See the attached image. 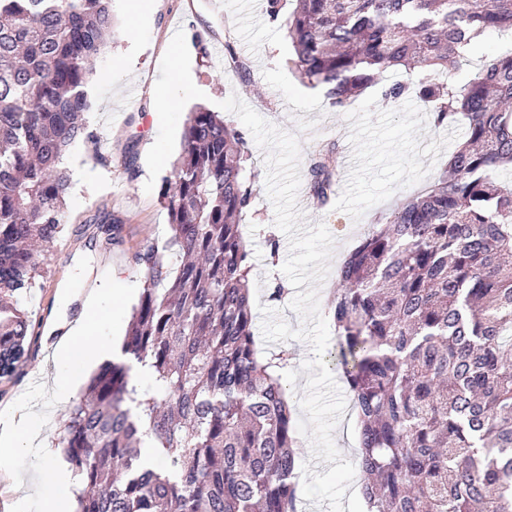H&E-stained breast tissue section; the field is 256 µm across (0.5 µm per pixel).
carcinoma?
<instances>
[{"label":"carcinoma","instance_id":"cac0c4a2","mask_svg":"<svg viewBox=\"0 0 512 512\" xmlns=\"http://www.w3.org/2000/svg\"><path fill=\"white\" fill-rule=\"evenodd\" d=\"M512 29V0H297L292 64L341 111L388 71L418 70L435 125L465 139L425 192L372 225L338 270L332 364L359 429L376 512H512V51L462 87L437 75L475 40ZM114 33L112 0H0V379L25 355L19 297L66 218L63 161L93 144L87 76ZM239 130L189 114L161 202L172 235L137 254L143 291L122 345L65 423L80 512H297L288 351L263 357L251 314V249L239 231L252 185ZM341 153L315 152L308 194L330 205ZM149 367L139 387L126 361ZM163 460L146 466L136 442Z\"/></svg>","mask_w":512,"mask_h":512}]
</instances>
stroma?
<instances>
[{"label":"stroma","mask_w":512,"mask_h":512,"mask_svg":"<svg viewBox=\"0 0 512 512\" xmlns=\"http://www.w3.org/2000/svg\"><path fill=\"white\" fill-rule=\"evenodd\" d=\"M112 10L117 29L91 74L98 86L90 95L87 121L97 139L89 146L76 144L68 153L72 185L66 221L35 288L20 299L31 319L27 352L18 374L0 380V413L18 418L38 406L53 446L70 412L51 392L56 329L79 316L82 295L97 286L101 307L112 313L113 335L125 337L143 288L135 256L145 246L163 245L171 235L159 194L194 105L213 110L238 95L297 137L304 168L313 151L326 143L351 147L354 159L342 166L331 208L315 207L307 187L297 195L305 223H325L335 239L328 274L318 289L324 313L341 286L338 266L368 226L434 181L464 133L460 120L435 128L432 112L416 98H385L384 86L408 81L402 71L387 74L347 109L333 108L321 88L299 79L291 64L287 20L269 21L265 0H156L155 10L139 20L131 18L128 0H113ZM197 35L207 45V57H199L193 45ZM511 45L512 33L486 32L470 62L449 70L444 81L467 83L485 59ZM172 47L188 58L190 92H183L180 75L165 64ZM244 139L255 187L242 220L252 251L253 325L261 327V310L267 307L295 329L302 319L290 308L292 295L269 297L273 281L267 275L266 239L278 233L265 189V152L252 134ZM104 220L116 224L114 238L101 232Z\"/></svg>","instance_id":"obj_1"}]
</instances>
